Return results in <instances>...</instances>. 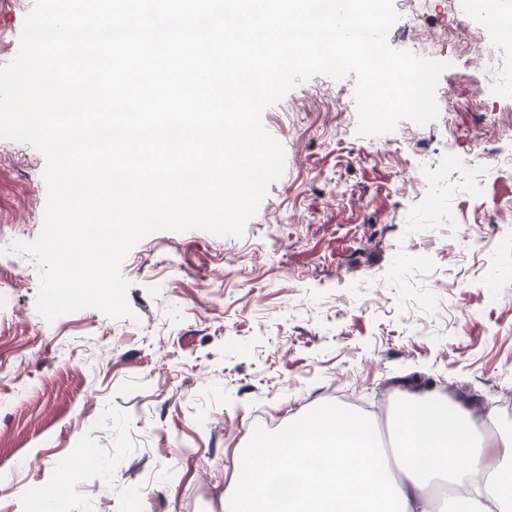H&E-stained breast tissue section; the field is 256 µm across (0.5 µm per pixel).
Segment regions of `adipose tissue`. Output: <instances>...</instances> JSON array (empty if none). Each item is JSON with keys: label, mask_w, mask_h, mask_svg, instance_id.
<instances>
[{"label": "adipose tissue", "mask_w": 512, "mask_h": 512, "mask_svg": "<svg viewBox=\"0 0 512 512\" xmlns=\"http://www.w3.org/2000/svg\"><path fill=\"white\" fill-rule=\"evenodd\" d=\"M390 433L383 446L336 406L260 434L240 453L226 512H433L436 477L457 487L450 512H512V434L478 436L464 407L432 406L426 393L396 407Z\"/></svg>", "instance_id": "1"}]
</instances>
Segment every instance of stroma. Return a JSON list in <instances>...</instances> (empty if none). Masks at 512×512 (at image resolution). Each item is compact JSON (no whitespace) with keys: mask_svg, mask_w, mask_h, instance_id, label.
I'll list each match as a JSON object with an SVG mask.
<instances>
[{"mask_svg":"<svg viewBox=\"0 0 512 512\" xmlns=\"http://www.w3.org/2000/svg\"><path fill=\"white\" fill-rule=\"evenodd\" d=\"M33 6L0 0V65ZM393 7L392 48L460 53L457 0ZM469 59L424 125L359 135L345 118L351 76H312L265 108L283 175L242 236L159 231L136 244L120 264L132 317L46 322L34 263L0 238V512H39L48 490L97 512L104 486L112 512H224L259 409L281 430L350 398L383 431L403 395L432 389L512 432V225L496 221L512 171L474 194L448 162L512 154V103L475 96L485 59ZM45 168L32 146L0 142V225L28 241ZM64 459L73 468L59 470Z\"/></svg>","mask_w":512,"mask_h":512,"instance_id":"1","label":"stroma"}]
</instances>
